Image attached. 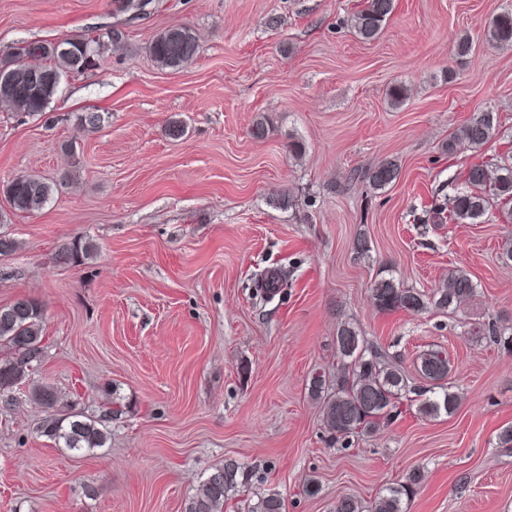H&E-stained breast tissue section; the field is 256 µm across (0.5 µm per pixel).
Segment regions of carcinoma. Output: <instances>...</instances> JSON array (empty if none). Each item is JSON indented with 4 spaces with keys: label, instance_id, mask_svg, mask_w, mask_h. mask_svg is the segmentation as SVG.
<instances>
[{
    "label": "carcinoma",
    "instance_id": "1",
    "mask_svg": "<svg viewBox=\"0 0 512 512\" xmlns=\"http://www.w3.org/2000/svg\"><path fill=\"white\" fill-rule=\"evenodd\" d=\"M394 10V0H364V6L352 16V28L365 41L376 39ZM487 37L499 45H512V12L493 17L488 24ZM200 45L189 26H171L156 33L149 42L148 51L157 66L179 70L193 62ZM100 44L95 40L68 37L64 42H20L12 48L7 65L16 73L30 70L29 58L46 59L48 63L36 67L39 81L10 91L0 89V111L16 114H35L48 108L56 95L65 73H79L96 66ZM498 117L493 112H480L464 124L444 145L451 152L460 142L479 148L489 141L497 129ZM399 167L392 160L381 161L364 172L369 185L382 190L397 180ZM11 208L31 213L49 200L53 187L50 183L30 175L15 177L0 186ZM496 202L512 214V155L495 163L472 165L464 186L456 189L451 198L449 221L455 224H477ZM91 247L80 239L64 244L57 260L77 266L90 255ZM477 290L470 275L457 269L448 273V280L432 293L404 288L392 279L382 278L371 289L373 302L382 310H403L419 314L433 306L447 311L458 308L471 299ZM43 312L30 298L18 299L0 306V345L12 351V357L0 362V389L10 388L30 376L32 363L39 360L43 350ZM496 345L512 350V332L494 324L476 330ZM336 354L340 369L336 379L323 375L310 380L311 395L320 402L324 427L338 442L349 447L351 438L374 432L389 424L398 414L399 399L407 394L417 397V410L425 417L441 413L453 414L460 405L461 396L448 390L445 380L452 365L445 352L428 349L418 356L417 372L423 385H417L395 356L366 340L357 327L341 323L336 330ZM108 406L97 417L79 411L55 409L57 395L54 389L42 386L33 391L35 400L44 409L40 431L57 448L73 452H89L103 448L109 440L108 424L122 414L121 405L112 398L113 390L105 389ZM244 471L232 459L211 469L195 494L190 497L185 512H224V499L243 483ZM421 480L420 471L412 470L405 482L388 487L369 506L354 496L340 497L334 512H404L403 497ZM251 512H286L284 498L272 492L262 495Z\"/></svg>",
    "mask_w": 512,
    "mask_h": 512
}]
</instances>
